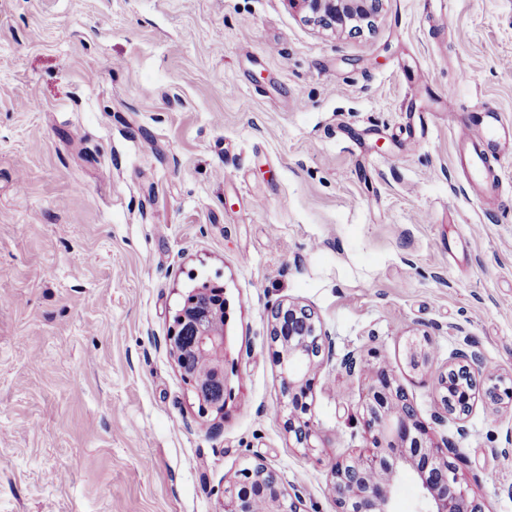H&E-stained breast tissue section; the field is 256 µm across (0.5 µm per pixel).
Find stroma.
Wrapping results in <instances>:
<instances>
[{
    "mask_svg": "<svg viewBox=\"0 0 512 512\" xmlns=\"http://www.w3.org/2000/svg\"><path fill=\"white\" fill-rule=\"evenodd\" d=\"M510 60L512 0H385L359 37L286 0H0V512H221L257 459L336 512L366 382L321 369L317 449L297 448L272 411L281 300L426 421L413 332L512 374V159L481 201L458 160L465 113L512 119ZM204 281L227 303L220 415L167 346ZM466 426L434 431L486 512H512V412Z\"/></svg>",
    "mask_w": 512,
    "mask_h": 512,
    "instance_id": "35a3bbf8",
    "label": "stroma"
}]
</instances>
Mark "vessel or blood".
Wrapping results in <instances>:
<instances>
[{
  "label": "vessel or blood",
  "instance_id": "1",
  "mask_svg": "<svg viewBox=\"0 0 512 512\" xmlns=\"http://www.w3.org/2000/svg\"><path fill=\"white\" fill-rule=\"evenodd\" d=\"M460 139L466 149L471 192L474 197H483L496 182L488 165L489 153L501 158L512 153V120L499 112L484 114L475 125L462 128Z\"/></svg>",
  "mask_w": 512,
  "mask_h": 512
}]
</instances>
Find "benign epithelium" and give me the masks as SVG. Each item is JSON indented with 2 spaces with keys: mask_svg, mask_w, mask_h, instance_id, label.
<instances>
[{
  "mask_svg": "<svg viewBox=\"0 0 512 512\" xmlns=\"http://www.w3.org/2000/svg\"><path fill=\"white\" fill-rule=\"evenodd\" d=\"M305 22L324 31L356 36L382 10L384 0H287ZM224 289L209 281L194 286L184 296L173 317L168 345L184 380L200 408L224 413L227 357L224 326ZM269 338L276 347L281 369L280 408L295 445L315 450L317 424L308 402L318 368L331 362V342L318 313L298 301H279L268 309ZM406 366L423 382H431L438 401L434 421L453 419L463 423L477 401L493 410L512 407V387L499 370H491L478 352L457 348L442 365L428 334H414L405 344ZM339 366L348 375L368 378L360 419L364 445L331 467L329 484L334 489L336 512H393L396 481L413 472L420 481L423 512H485L470 493L460 467L455 443L437 437L419 416L407 389L385 365L366 368L355 354L345 355ZM259 474L257 491L264 496L263 512H305L301 496L290 492L279 473L262 461L248 466L247 474ZM222 512H249L239 483L224 486Z\"/></svg>",
  "mask_w": 512,
  "mask_h": 512,
  "instance_id": "7a95c632",
  "label": "benign epithelium"
}]
</instances>
